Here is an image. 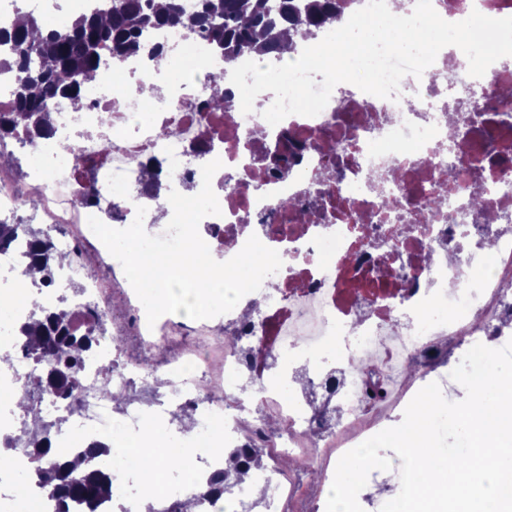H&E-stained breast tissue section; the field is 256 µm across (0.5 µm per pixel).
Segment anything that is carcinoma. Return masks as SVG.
Masks as SVG:
<instances>
[{"label":"carcinoma","instance_id":"obj_1","mask_svg":"<svg viewBox=\"0 0 512 512\" xmlns=\"http://www.w3.org/2000/svg\"><path fill=\"white\" fill-rule=\"evenodd\" d=\"M188 13L177 0H112L109 10L80 15L71 24L53 29L39 27L33 14L27 24L0 30V45L10 56L0 57V70L14 71L15 102L9 114H0V137L24 134L29 140L51 128V112L60 101L74 105L83 100V89L106 61L123 60L145 49L147 34L177 26L204 38L212 51L232 63L243 55L265 56L281 50L285 32L300 37L336 19V0H198ZM30 266L42 280L52 274L54 251L48 235L27 229ZM28 352L51 356L49 366L37 379L41 391L74 398L80 387V367L96 336L72 333L64 311L37 309L21 326ZM25 451L40 468L45 492L69 512L73 503L96 505L112 496V470L106 456L110 447L96 442L86 454L67 460L56 453L47 434L26 442ZM257 448H232L228 468L216 477L210 493L222 495L243 481L247 470L260 463Z\"/></svg>","mask_w":512,"mask_h":512}]
</instances>
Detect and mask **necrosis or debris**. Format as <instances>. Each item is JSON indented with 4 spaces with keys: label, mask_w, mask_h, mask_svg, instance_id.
<instances>
[{
    "label": "necrosis or debris",
    "mask_w": 512,
    "mask_h": 512,
    "mask_svg": "<svg viewBox=\"0 0 512 512\" xmlns=\"http://www.w3.org/2000/svg\"><path fill=\"white\" fill-rule=\"evenodd\" d=\"M109 2L0 0V29L24 7L59 24ZM431 3L454 22L474 10L512 16V0ZM154 40L160 59L105 63L100 81L84 88L81 108L54 112L48 135L30 144L0 140L18 158L0 163V221L11 220L20 200L34 202L37 222L68 258L50 283H32L22 276L26 229L0 251L8 270L0 278V346L11 355L0 367V396L36 392L38 364L19 336L35 307L65 310L81 336L107 320L83 358L77 400L36 392L67 456L109 440L112 496L98 512H139L147 498L167 508L190 501L198 512H284L301 484L282 458L316 459L323 487H331L336 461L402 422L421 388L457 389L451 373L473 345L512 340V56L474 78L464 53L448 46L422 76L401 80L396 99L341 83L318 115L273 126L262 116L270 92L247 115L211 106V87L227 66L206 40L173 27ZM190 69L205 70L206 81L184 78ZM160 70L165 86L145 104L142 86ZM281 137L296 154L285 176L269 162ZM215 159L222 166L211 185L221 213L198 227L211 254L231 259L254 235L283 265L228 313L166 314L148 324L88 219L123 229L142 206L145 231L163 234L156 211L171 191L201 189V168ZM414 360L421 371L390 386V367ZM299 373L312 390L293 387ZM254 391L261 399L249 420L241 398ZM228 396L233 405H225ZM317 403L335 409V420L319 424ZM181 413L194 420L196 449L182 468L145 481L135 447L147 424H165L178 447ZM216 420L225 447L252 446L266 457L248 473L264 488L261 500L210 496L211 478L226 466L205 446ZM16 472L25 482L0 493V512H12L15 495L30 512H59L20 451L0 468V485Z\"/></svg>",
    "instance_id": "necrosis-or-debris-1"
}]
</instances>
